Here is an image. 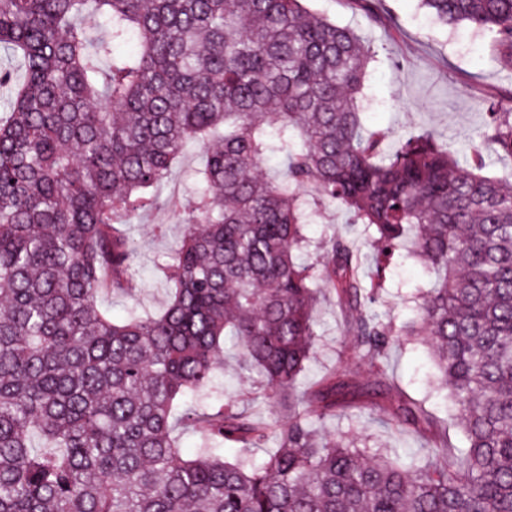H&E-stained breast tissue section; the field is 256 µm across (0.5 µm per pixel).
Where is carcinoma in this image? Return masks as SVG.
Listing matches in <instances>:
<instances>
[{
	"mask_svg": "<svg viewBox=\"0 0 512 512\" xmlns=\"http://www.w3.org/2000/svg\"><path fill=\"white\" fill-rule=\"evenodd\" d=\"M424 5L512 68V0ZM0 50V512H512V175L481 158L512 157V97L471 162L430 133L389 151L365 121L374 56L302 0H0ZM196 142L167 303L117 321L102 300L130 291L131 225ZM336 202L433 279L415 323L457 407L451 459L440 421L389 396L383 357L407 330L353 243L299 259ZM325 290L356 312L383 422L425 436L426 460L315 430L366 394L345 366L299 389ZM228 344L283 417L224 402ZM271 441L261 463L224 459Z\"/></svg>",
	"mask_w": 512,
	"mask_h": 512,
	"instance_id": "1",
	"label": "carcinoma"
}]
</instances>
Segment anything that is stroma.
<instances>
[{
    "label": "stroma",
    "mask_w": 512,
    "mask_h": 512,
    "mask_svg": "<svg viewBox=\"0 0 512 512\" xmlns=\"http://www.w3.org/2000/svg\"><path fill=\"white\" fill-rule=\"evenodd\" d=\"M308 9L330 21L354 29L374 55L364 93L374 103L367 123L386 129L399 140L416 131L431 132L446 143L457 158L468 159L478 142L490 97L512 95V70L493 59L488 36L462 24L446 28L420 8L417 0H371L377 22L366 19L351 0H305ZM167 227L166 235L155 232ZM182 217L164 206L140 216L133 235L138 247L131 291L106 297L114 317L128 310L158 312L167 301L166 281L159 263L181 237ZM307 234L312 245L324 244L332 236L359 239L347 211L339 206L323 209ZM428 285L419 265L392 263L386 270L379 306L394 324L410 319ZM318 337L304 386H312L336 366L349 367L351 383L363 387L373 383L374 367L369 355L355 347L345 332L348 319L331 293H324L316 309ZM433 352L424 336L401 337L388 355L389 373L413 399L442 418L455 411L437 384ZM224 396L256 418L270 417L275 406L255 376L241 371L233 351H225L223 375L219 379ZM319 431L354 438L359 447L380 448L401 458H425L430 454L424 439L407 430L385 426L378 411L349 408L317 422Z\"/></svg>",
    "instance_id": "1"
}]
</instances>
